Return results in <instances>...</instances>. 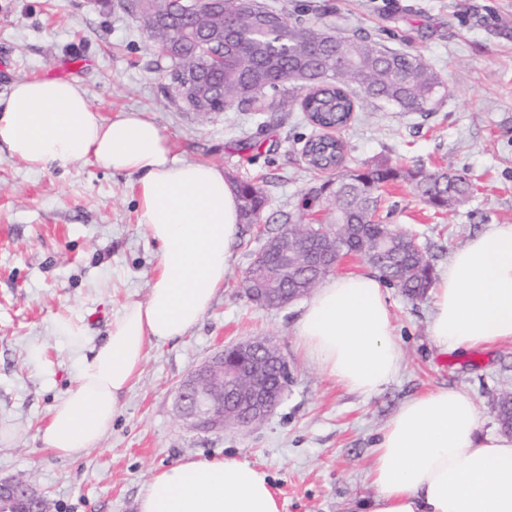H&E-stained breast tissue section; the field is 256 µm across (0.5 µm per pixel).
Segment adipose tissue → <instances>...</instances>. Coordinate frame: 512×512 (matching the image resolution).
Here are the masks:
<instances>
[{
  "instance_id": "1",
  "label": "adipose tissue",
  "mask_w": 512,
  "mask_h": 512,
  "mask_svg": "<svg viewBox=\"0 0 512 512\" xmlns=\"http://www.w3.org/2000/svg\"><path fill=\"white\" fill-rule=\"evenodd\" d=\"M0 144L31 171L75 162L134 176L138 222L160 260L145 300L128 301L85 356L78 379L50 408L39 435L76 459L112 428L141 374L148 343L184 336L223 288L241 233L237 196L222 168L175 157L152 119L105 120L75 82L32 78L0 99ZM430 337L440 351L512 341V224H494L456 249L434 287ZM304 354L361 395L399 373L404 353L381 279L328 278L295 324ZM360 512H512V435L481 434L474 400L439 388L389 418ZM139 512H281L267 474L234 458H188L158 471Z\"/></svg>"
}]
</instances>
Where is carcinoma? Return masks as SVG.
Masks as SVG:
<instances>
[{
	"instance_id": "1",
	"label": "carcinoma",
	"mask_w": 512,
	"mask_h": 512,
	"mask_svg": "<svg viewBox=\"0 0 512 512\" xmlns=\"http://www.w3.org/2000/svg\"><path fill=\"white\" fill-rule=\"evenodd\" d=\"M238 19L235 37L218 38L224 13ZM197 35L183 38L163 15L151 37L170 60V98L193 112H263L269 99L288 97L287 86L304 90L299 110L316 118L323 134L316 138V153L303 152L307 165L319 172H344L349 182L329 179L322 186L334 197L327 200L333 214L324 236L336 240V252L361 257L379 278L410 298L426 294L436 279L428 248L412 235L383 222L377 215L379 191L400 180L408 181L428 205L444 209L466 201L473 185L465 175L446 171L402 169L374 164L346 168V145L331 133L347 126L359 111V100H380L408 112H431L445 96V84L422 56L407 50L380 47L366 38H345L315 20L302 25L288 13L270 10L262 0H222L197 20ZM334 77L333 85L314 88V77ZM242 223L259 220L264 189L253 184L237 188ZM494 412L502 426L512 418V395L497 398Z\"/></svg>"
}]
</instances>
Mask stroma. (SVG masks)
I'll list each match as a JSON object with an SVG mask.
<instances>
[{"instance_id":"1","label":"stroma","mask_w":512,"mask_h":512,"mask_svg":"<svg viewBox=\"0 0 512 512\" xmlns=\"http://www.w3.org/2000/svg\"><path fill=\"white\" fill-rule=\"evenodd\" d=\"M267 2L308 22L322 18L345 36L418 51L442 77L447 95L434 111L370 99L341 132L349 167H449L474 183L466 203L446 210L428 207L405 182L381 197L379 215L427 245L436 270L489 225L512 224V0ZM169 65L122 0H0L1 99L25 79L76 81L103 117L143 112L178 158L215 164L235 184H259L268 199L259 224L242 226L235 264L199 324L148 344L111 431L67 459L45 448L38 429L122 305L146 298L158 249L138 222L132 176L80 162L33 172L0 150V475L29 479L53 512H138L156 471L187 458H235L268 474L282 512H351L374 495L373 449L408 398L460 389L477 404L481 433L499 432L493 403L512 393V343L438 352L431 299L387 288L404 363L364 397L300 351L295 324L304 299L264 309L245 297L240 281L267 233L282 215L309 214L304 202L323 177L309 170L302 148L316 130L294 103L284 111L191 112L165 93ZM69 320L83 336L62 332ZM253 336L269 337L288 363L283 402L256 428L186 429L174 406L178 382L221 344Z\"/></svg>"}]
</instances>
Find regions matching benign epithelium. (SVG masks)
Instances as JSON below:
<instances>
[{
    "instance_id": "obj_1",
    "label": "benign epithelium",
    "mask_w": 512,
    "mask_h": 512,
    "mask_svg": "<svg viewBox=\"0 0 512 512\" xmlns=\"http://www.w3.org/2000/svg\"><path fill=\"white\" fill-rule=\"evenodd\" d=\"M281 252L278 268L260 277L255 258L244 272L251 284L247 297L264 301L269 308H280L302 296L298 288L289 289L288 299L266 284L288 280L298 254V241L288 239V231L275 242ZM278 368L275 381L267 377L266 368ZM288 384V364L274 342L265 337L229 344L188 373L175 390L178 418L191 430L221 433L227 429H244L266 419L280 404ZM0 512H50L45 493L32 483H22L14 476H0Z\"/></svg>"
}]
</instances>
